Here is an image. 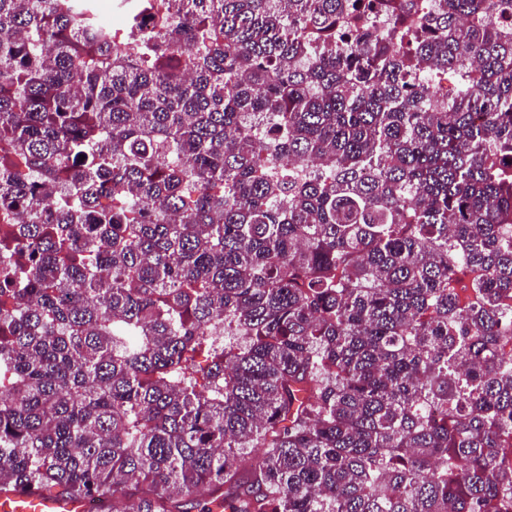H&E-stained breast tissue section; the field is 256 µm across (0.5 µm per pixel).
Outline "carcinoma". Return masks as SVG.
Returning <instances> with one entry per match:
<instances>
[{"mask_svg": "<svg viewBox=\"0 0 512 512\" xmlns=\"http://www.w3.org/2000/svg\"><path fill=\"white\" fill-rule=\"evenodd\" d=\"M0 254V494L512 512V0H0Z\"/></svg>", "mask_w": 512, "mask_h": 512, "instance_id": "cac0c4a2", "label": "carcinoma"}]
</instances>
